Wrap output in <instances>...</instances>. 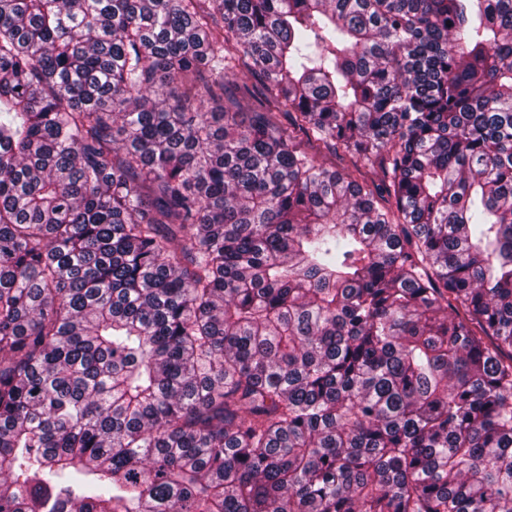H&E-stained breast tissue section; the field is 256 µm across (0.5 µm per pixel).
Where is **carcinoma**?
Segmentation results:
<instances>
[{"label": "carcinoma", "instance_id": "obj_1", "mask_svg": "<svg viewBox=\"0 0 512 512\" xmlns=\"http://www.w3.org/2000/svg\"><path fill=\"white\" fill-rule=\"evenodd\" d=\"M0 512H512V0H0Z\"/></svg>", "mask_w": 512, "mask_h": 512}]
</instances>
